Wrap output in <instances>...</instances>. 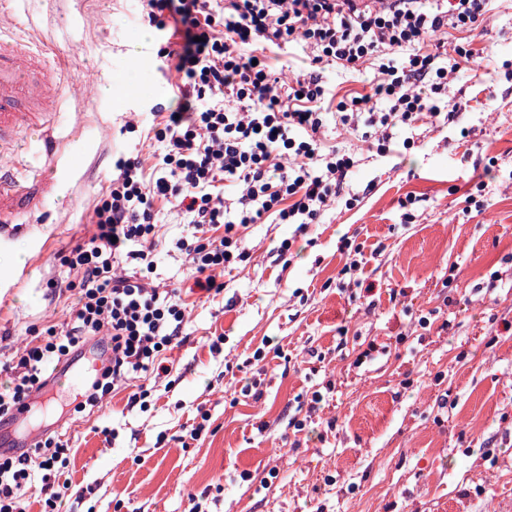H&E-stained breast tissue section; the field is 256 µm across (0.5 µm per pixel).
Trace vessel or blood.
<instances>
[{
    "label": "vessel or blood",
    "mask_w": 512,
    "mask_h": 512,
    "mask_svg": "<svg viewBox=\"0 0 512 512\" xmlns=\"http://www.w3.org/2000/svg\"><path fill=\"white\" fill-rule=\"evenodd\" d=\"M61 70L44 49L29 39H8L0 34V162L14 155L16 135L24 124L35 125L44 143V157L54 160L60 145L53 129L61 109L56 91ZM19 185L11 171L0 165V231L19 230L15 220ZM93 361L91 368L69 366L58 373L57 383L87 385L92 369L100 368Z\"/></svg>",
    "instance_id": "b4317fda"
}]
</instances>
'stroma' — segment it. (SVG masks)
<instances>
[{"instance_id": "1", "label": "stroma", "mask_w": 512, "mask_h": 512, "mask_svg": "<svg viewBox=\"0 0 512 512\" xmlns=\"http://www.w3.org/2000/svg\"><path fill=\"white\" fill-rule=\"evenodd\" d=\"M138 7L18 0L5 23L53 48L81 92L54 131L68 146L47 171L52 193L0 234V363L67 320L75 274L59 253L93 234L113 157L150 159L144 128L177 107L159 50L178 43ZM471 41L448 86L454 123L410 131L387 157L363 151L344 188L354 205L336 202L307 233L250 226L223 293L189 306L170 376L145 379L148 408L122 388L73 415L74 392L60 391L62 512H189L195 500L204 512H512V0H490ZM156 212L154 278L187 287L172 247L185 218ZM344 238L360 248L349 274ZM371 342L387 354L355 366Z\"/></svg>"}]
</instances>
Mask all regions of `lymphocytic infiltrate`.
<instances>
[{
	"label": "lymphocytic infiltrate",
	"instance_id": "f902f5d3",
	"mask_svg": "<svg viewBox=\"0 0 512 512\" xmlns=\"http://www.w3.org/2000/svg\"><path fill=\"white\" fill-rule=\"evenodd\" d=\"M488 0H144L143 19L174 23L180 51L161 48L179 77L176 111L154 113L152 170L121 157L94 210L96 233L60 254L74 271L76 303L68 322L51 325L13 356L0 391V423L12 421L49 384V371L86 343L107 345L74 412L100 405L143 374L169 375L166 354L181 344L187 304L180 289L155 285V205L184 213L191 230L174 247L194 285L221 294L218 273L248 255L245 232L274 218L306 231L335 203L358 161L326 143L328 126L392 151L398 131L452 123L441 97ZM307 50L305 67L280 77L271 49ZM376 60L368 93L351 92L324 110L320 71H354ZM69 443L53 432L19 454L0 451V512H26L24 495L40 478L44 512H59L68 490L60 474Z\"/></svg>",
	"mask_w": 512,
	"mask_h": 512
}]
</instances>
